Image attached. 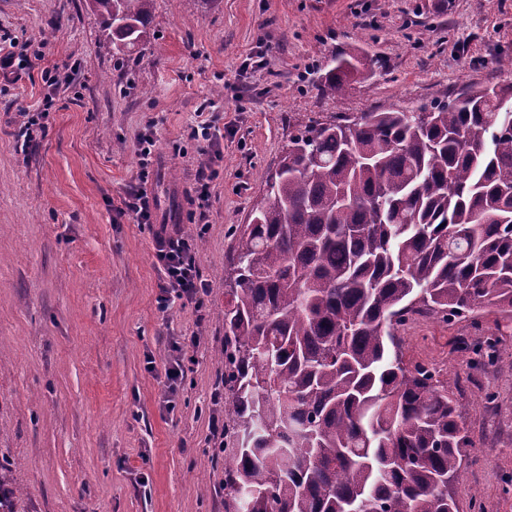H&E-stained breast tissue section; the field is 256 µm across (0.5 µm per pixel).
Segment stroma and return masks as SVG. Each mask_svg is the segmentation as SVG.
I'll list each match as a JSON object with an SVG mask.
<instances>
[{"label":"stroma","instance_id":"1","mask_svg":"<svg viewBox=\"0 0 512 512\" xmlns=\"http://www.w3.org/2000/svg\"><path fill=\"white\" fill-rule=\"evenodd\" d=\"M1 36L38 56L0 82V464L14 512H225L212 454L224 269L262 173L313 120L512 82L499 65L512 0H155L147 40L122 57L85 0H0ZM344 52L370 73L324 93V66ZM56 65L67 78L53 91ZM41 110L45 130L25 146L26 116ZM202 112L224 115L209 141L189 136ZM145 134L160 157L150 224L119 212ZM160 224L189 238L202 308H160ZM397 336L468 407L460 512H512V320L415 315ZM176 347L184 376L167 407ZM212 179V173L206 165H201L196 170V200L197 208L201 213L205 212L209 204L210 195V181Z\"/></svg>","mask_w":512,"mask_h":512}]
</instances>
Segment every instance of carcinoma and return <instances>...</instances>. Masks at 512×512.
Listing matches in <instances>:
<instances>
[{
  "instance_id": "1",
  "label": "carcinoma",
  "mask_w": 512,
  "mask_h": 512,
  "mask_svg": "<svg viewBox=\"0 0 512 512\" xmlns=\"http://www.w3.org/2000/svg\"><path fill=\"white\" fill-rule=\"evenodd\" d=\"M118 53L154 0H87ZM332 57L324 91L363 74ZM235 228L224 304L228 512H459L466 407L396 330L512 318V83L316 121ZM15 495L0 473V512Z\"/></svg>"
}]
</instances>
